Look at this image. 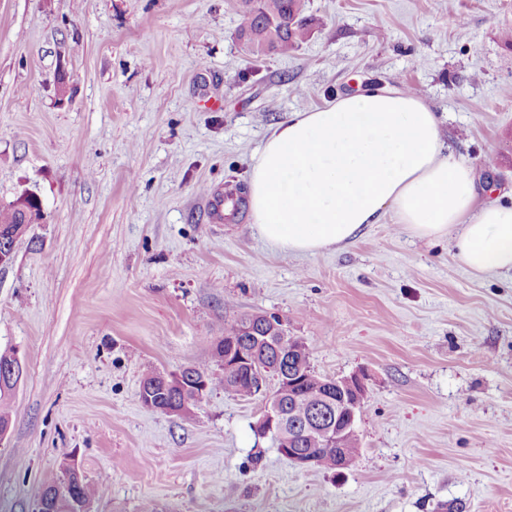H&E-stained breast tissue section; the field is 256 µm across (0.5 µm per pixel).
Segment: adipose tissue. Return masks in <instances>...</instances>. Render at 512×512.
Returning a JSON list of instances; mask_svg holds the SVG:
<instances>
[{"label": "adipose tissue", "instance_id": "1", "mask_svg": "<svg viewBox=\"0 0 512 512\" xmlns=\"http://www.w3.org/2000/svg\"><path fill=\"white\" fill-rule=\"evenodd\" d=\"M258 234L315 254L390 218L421 239L452 238L472 273L512 271V204L478 203L473 177L444 154L439 121L416 95L373 87L294 113L253 158Z\"/></svg>", "mask_w": 512, "mask_h": 512}]
</instances>
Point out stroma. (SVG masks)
I'll use <instances>...</instances> for the list:
<instances>
[{"instance_id":"obj_1","label":"stroma","mask_w":512,"mask_h":512,"mask_svg":"<svg viewBox=\"0 0 512 512\" xmlns=\"http://www.w3.org/2000/svg\"><path fill=\"white\" fill-rule=\"evenodd\" d=\"M309 40L254 57L238 0H0V204L44 219L0 267V353L26 366L0 440V512H35L75 456L90 512H512V272L392 220L280 252L249 207L252 158L293 113L416 88L481 201L512 203V0H306ZM272 315L314 369L366 387L362 452L302 469L217 389L182 419L146 370L209 367L226 324Z\"/></svg>"}]
</instances>
